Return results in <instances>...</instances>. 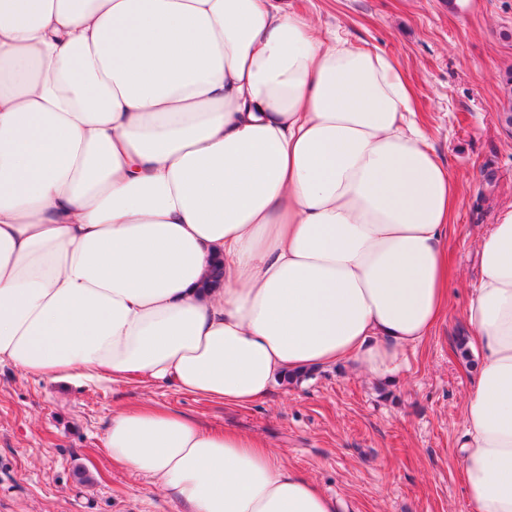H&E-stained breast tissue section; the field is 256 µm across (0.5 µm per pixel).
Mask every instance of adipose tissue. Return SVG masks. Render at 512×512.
I'll list each match as a JSON object with an SVG mask.
<instances>
[{
  "mask_svg": "<svg viewBox=\"0 0 512 512\" xmlns=\"http://www.w3.org/2000/svg\"><path fill=\"white\" fill-rule=\"evenodd\" d=\"M459 188L400 64L286 0H0V364L247 406L394 381L448 304ZM471 512H512V205L478 243ZM113 462L187 512H342L267 443L142 404Z\"/></svg>",
  "mask_w": 512,
  "mask_h": 512,
  "instance_id": "adipose-tissue-1",
  "label": "adipose tissue"
}]
</instances>
